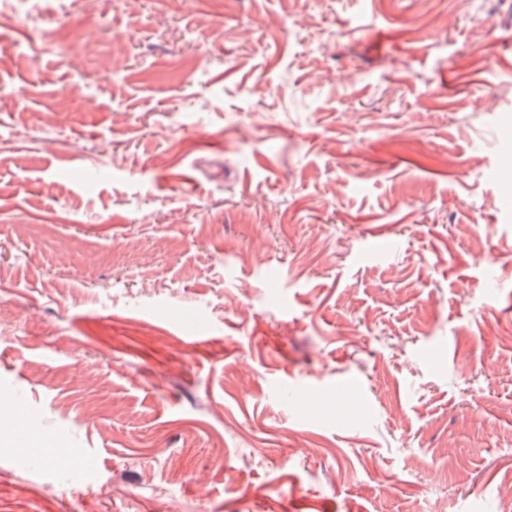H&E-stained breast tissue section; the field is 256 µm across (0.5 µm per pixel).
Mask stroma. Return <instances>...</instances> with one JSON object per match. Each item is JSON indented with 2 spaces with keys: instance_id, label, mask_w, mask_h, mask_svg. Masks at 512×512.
I'll use <instances>...</instances> for the list:
<instances>
[{
  "instance_id": "1",
  "label": "stroma",
  "mask_w": 512,
  "mask_h": 512,
  "mask_svg": "<svg viewBox=\"0 0 512 512\" xmlns=\"http://www.w3.org/2000/svg\"><path fill=\"white\" fill-rule=\"evenodd\" d=\"M507 122L512 0H0V512H503Z\"/></svg>"
}]
</instances>
